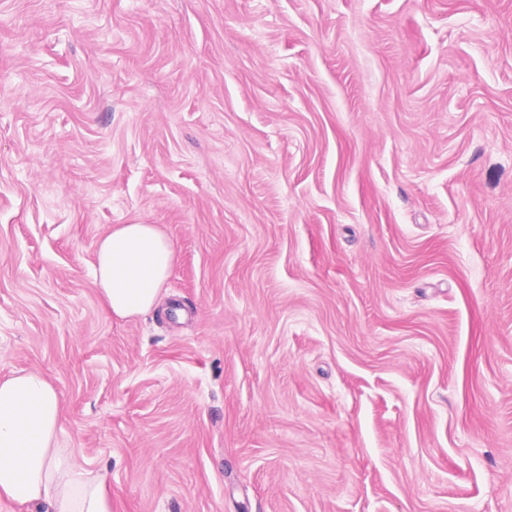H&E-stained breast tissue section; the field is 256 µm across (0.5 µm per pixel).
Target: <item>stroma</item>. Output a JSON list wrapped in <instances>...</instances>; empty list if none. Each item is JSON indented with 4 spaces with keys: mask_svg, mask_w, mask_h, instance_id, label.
<instances>
[{
    "mask_svg": "<svg viewBox=\"0 0 512 512\" xmlns=\"http://www.w3.org/2000/svg\"><path fill=\"white\" fill-rule=\"evenodd\" d=\"M14 370L112 512H512V0H0ZM95 251V283L110 315L130 319L156 308L175 260L157 224H117Z\"/></svg>",
    "mask_w": 512,
    "mask_h": 512,
    "instance_id": "35a3bbf8",
    "label": "stroma"
}]
</instances>
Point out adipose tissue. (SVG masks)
Returning a JSON list of instances; mask_svg holds the SVG:
<instances>
[{
    "label": "adipose tissue",
    "instance_id": "adipose-tissue-1",
    "mask_svg": "<svg viewBox=\"0 0 512 512\" xmlns=\"http://www.w3.org/2000/svg\"><path fill=\"white\" fill-rule=\"evenodd\" d=\"M95 251V283L109 314L130 319L156 308L175 260L158 225H115ZM60 411V396L43 375L0 378V498L24 512H112L106 473L60 447Z\"/></svg>",
    "mask_w": 512,
    "mask_h": 512
}]
</instances>
